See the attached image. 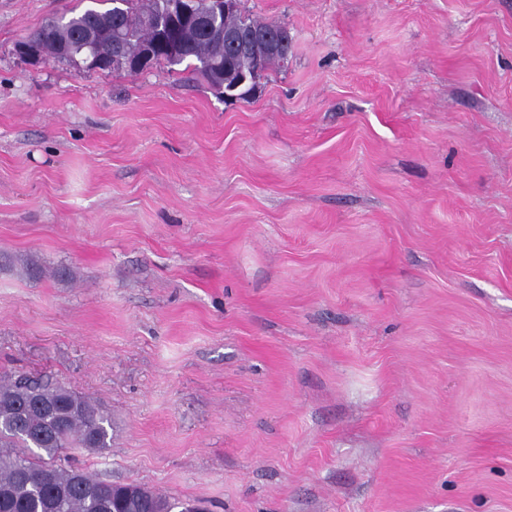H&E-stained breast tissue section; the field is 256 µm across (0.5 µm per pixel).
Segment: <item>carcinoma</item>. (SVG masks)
Wrapping results in <instances>:
<instances>
[{
  "label": "carcinoma",
  "mask_w": 512,
  "mask_h": 512,
  "mask_svg": "<svg viewBox=\"0 0 512 512\" xmlns=\"http://www.w3.org/2000/svg\"><path fill=\"white\" fill-rule=\"evenodd\" d=\"M88 2L48 20L32 32L23 46L48 59L76 66L91 58L107 60L112 68L113 32L123 29L129 55L155 43L164 35L176 47V56L161 50L153 62L170 66L183 63L198 74L216 94L224 82L261 61L263 70L280 65V55L256 39L237 55L226 56L224 32L253 29L273 31L293 48L288 26L263 21L238 9L220 16L212 0H194V16L169 24L168 0H126L127 7L98 8L115 0ZM112 419L86 397L61 384L25 376L0 378V512H190L186 504L140 484L103 481L74 465L69 451L103 452L112 447Z\"/></svg>",
  "instance_id": "carcinoma-1"
}]
</instances>
